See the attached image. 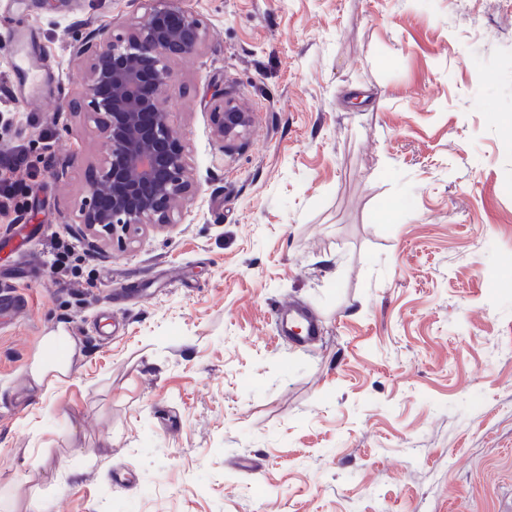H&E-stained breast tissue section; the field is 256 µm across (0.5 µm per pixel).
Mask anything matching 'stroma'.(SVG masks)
Instances as JSON below:
<instances>
[{"mask_svg": "<svg viewBox=\"0 0 512 512\" xmlns=\"http://www.w3.org/2000/svg\"><path fill=\"white\" fill-rule=\"evenodd\" d=\"M184 5L212 32L166 99L196 192L112 250L77 222L100 146L72 44L140 0H0L50 88L0 42V512H503L512 0ZM223 86L252 124L221 145ZM288 302L315 343L279 337ZM59 327L81 357L51 399L26 367Z\"/></svg>", "mask_w": 512, "mask_h": 512, "instance_id": "35a3bbf8", "label": "stroma"}]
</instances>
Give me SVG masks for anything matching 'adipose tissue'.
<instances>
[{
	"mask_svg": "<svg viewBox=\"0 0 512 512\" xmlns=\"http://www.w3.org/2000/svg\"><path fill=\"white\" fill-rule=\"evenodd\" d=\"M79 349L64 328H56L43 336L38 351L27 367L31 386L43 395H55L70 382Z\"/></svg>",
	"mask_w": 512,
	"mask_h": 512,
	"instance_id": "ef3b65f1",
	"label": "adipose tissue"
}]
</instances>
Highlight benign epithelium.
I'll use <instances>...</instances> for the list:
<instances>
[{"label":"benign epithelium","mask_w":512,"mask_h":512,"mask_svg":"<svg viewBox=\"0 0 512 512\" xmlns=\"http://www.w3.org/2000/svg\"><path fill=\"white\" fill-rule=\"evenodd\" d=\"M143 12L122 32L90 31L74 46L88 60L78 104L100 144L79 209L91 245L127 248L148 231L174 226L176 207L191 198L186 146L165 108L169 62L197 53L210 37L200 15L181 0H143ZM212 134L222 144L249 127L226 88L215 95Z\"/></svg>","instance_id":"1"}]
</instances>
